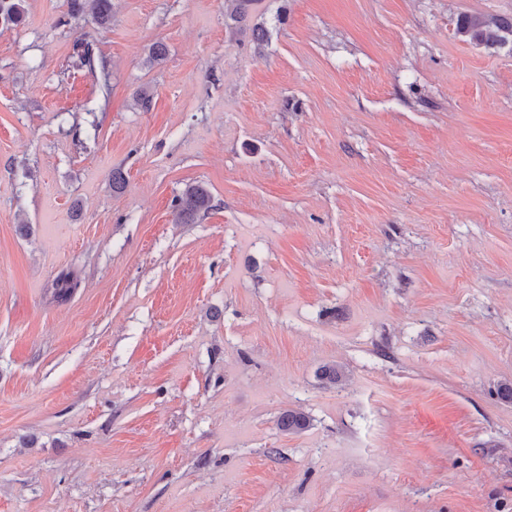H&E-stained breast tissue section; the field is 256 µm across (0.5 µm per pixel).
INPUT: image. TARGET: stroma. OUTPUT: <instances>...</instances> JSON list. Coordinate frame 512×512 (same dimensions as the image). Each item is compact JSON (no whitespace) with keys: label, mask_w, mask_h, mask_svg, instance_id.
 <instances>
[{"label":"stroma","mask_w":512,"mask_h":512,"mask_svg":"<svg viewBox=\"0 0 512 512\" xmlns=\"http://www.w3.org/2000/svg\"><path fill=\"white\" fill-rule=\"evenodd\" d=\"M113 4L0 27V512H512V0ZM88 6L98 25L104 29L108 28L112 17V0H68V14H82ZM456 33L464 41L500 47L512 40V17L487 20L480 15H465L458 20ZM211 207V195L201 184L188 185L175 199L174 220L178 224H192L201 212ZM279 428L291 434L301 433L310 426V419L302 412L286 410L278 418Z\"/></svg>","instance_id":"stroma-1"}]
</instances>
